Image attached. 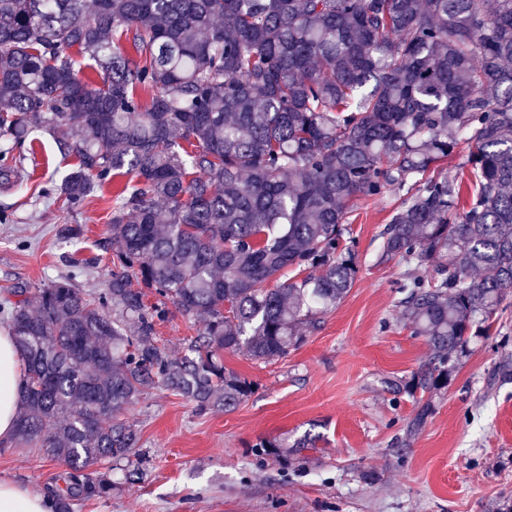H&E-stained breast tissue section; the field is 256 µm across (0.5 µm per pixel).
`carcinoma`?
Segmentation results:
<instances>
[{
  "label": "carcinoma",
  "mask_w": 512,
  "mask_h": 512,
  "mask_svg": "<svg viewBox=\"0 0 512 512\" xmlns=\"http://www.w3.org/2000/svg\"><path fill=\"white\" fill-rule=\"evenodd\" d=\"M0 100L6 181L32 127L75 159L67 207L129 177L101 292L0 301L26 362L14 436L68 467L52 512L112 490L92 466L130 461L122 415L150 390L230 410L251 383L221 353L270 362L319 328L358 273L361 197L399 196L381 259L436 267L400 283L430 346L415 387L446 383L512 291V0H0ZM463 143L464 206L440 168ZM173 310L199 325L179 356L156 336Z\"/></svg>",
  "instance_id": "carcinoma-1"
}]
</instances>
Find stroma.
Listing matches in <instances>:
<instances>
[{"label":"stroma","mask_w":512,"mask_h":512,"mask_svg":"<svg viewBox=\"0 0 512 512\" xmlns=\"http://www.w3.org/2000/svg\"><path fill=\"white\" fill-rule=\"evenodd\" d=\"M28 146L26 184L0 180V290L71 277L99 292L112 268L102 242L116 185L67 210L54 188L72 159L37 128ZM396 204L390 193L358 200L356 280L297 350L269 363L225 352V367L253 385L237 407L199 413L164 388L130 405L138 474L117 464L110 495L76 499L73 512H512V297L447 384L413 388L428 342L400 315L406 264L380 258ZM77 224V239L62 237ZM426 401L432 413L414 426ZM284 437L289 447H259ZM303 438L310 447L292 449ZM64 470L35 448L0 452V479L35 490L58 486Z\"/></svg>","instance_id":"1"}]
</instances>
